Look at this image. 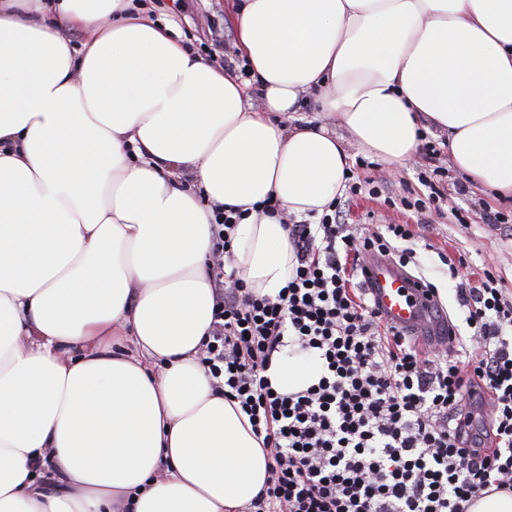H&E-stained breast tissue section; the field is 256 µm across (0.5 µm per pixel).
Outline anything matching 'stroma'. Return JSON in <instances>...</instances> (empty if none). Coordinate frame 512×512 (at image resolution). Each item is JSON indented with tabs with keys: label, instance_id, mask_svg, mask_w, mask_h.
I'll use <instances>...</instances> for the list:
<instances>
[{
	"label": "stroma",
	"instance_id": "1",
	"mask_svg": "<svg viewBox=\"0 0 512 512\" xmlns=\"http://www.w3.org/2000/svg\"><path fill=\"white\" fill-rule=\"evenodd\" d=\"M147 4L156 18L169 22L185 43L201 56L223 62L225 70L239 71L240 54L235 30L226 12L227 0H184L185 9L181 12L175 10L173 0H147ZM437 165L448 170L449 209L439 214L430 213V222L425 225L419 223L416 213L396 205L395 200L404 191L420 190L419 173L431 171ZM352 172L353 181L358 183L385 179L389 186L380 196L364 191L355 197L346 217L347 223L373 229L386 224L411 225L415 234L416 260L423 274L437 286L443 308L456 325L460 338L469 339L471 330L466 323V310L457 301V291L462 281L477 282L487 269L512 291V223L495 228L476 223L458 224L450 210L454 207L465 211L488 208L511 215L512 200L490 199L475 183H468V193L458 194L455 185L467 183L466 177L453 169L448 152L442 147L433 161L418 154L395 169L381 162L353 165ZM461 255L465 256L468 267L459 277H451L445 260Z\"/></svg>",
	"mask_w": 512,
	"mask_h": 512
}]
</instances>
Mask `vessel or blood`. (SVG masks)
Instances as JSON below:
<instances>
[{"label": "vessel or blood", "instance_id": "vessel-or-blood-1", "mask_svg": "<svg viewBox=\"0 0 512 512\" xmlns=\"http://www.w3.org/2000/svg\"><path fill=\"white\" fill-rule=\"evenodd\" d=\"M358 288L383 321L412 338L418 346L434 348L455 344L453 324L435 318L436 300L427 293L423 282L393 262L367 261Z\"/></svg>", "mask_w": 512, "mask_h": 512}]
</instances>
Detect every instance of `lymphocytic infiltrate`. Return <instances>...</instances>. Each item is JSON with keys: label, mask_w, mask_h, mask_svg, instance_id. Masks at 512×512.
<instances>
[{"label": "lymphocytic infiltrate", "mask_w": 512, "mask_h": 512, "mask_svg": "<svg viewBox=\"0 0 512 512\" xmlns=\"http://www.w3.org/2000/svg\"><path fill=\"white\" fill-rule=\"evenodd\" d=\"M359 191L350 183L319 223L286 217L297 264L274 296L225 271L237 210H213L214 323L201 362L273 459L249 512H468L491 491L512 493V296L484 272L460 291L472 330L465 359L444 349L420 355L350 286L367 254L403 266L415 257L396 246L411 239L407 225L346 223V200ZM294 345L317 353L321 372L283 393L266 372L274 353ZM471 383L490 394L487 448L464 411Z\"/></svg>", "instance_id": "1"}]
</instances>
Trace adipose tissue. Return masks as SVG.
I'll return each instance as SVG.
<instances>
[{
    "mask_svg": "<svg viewBox=\"0 0 512 512\" xmlns=\"http://www.w3.org/2000/svg\"><path fill=\"white\" fill-rule=\"evenodd\" d=\"M261 94L126 0H0V512H244L272 462L200 362L213 208L233 266L296 264L274 198L320 218L353 159L409 160L429 126L512 197V0H229ZM85 34L81 46L63 29ZM314 93L325 123L289 125ZM316 355L267 371L296 392Z\"/></svg>",
    "mask_w": 512,
    "mask_h": 512,
    "instance_id": "ef3b65f1",
    "label": "adipose tissue"
}]
</instances>
